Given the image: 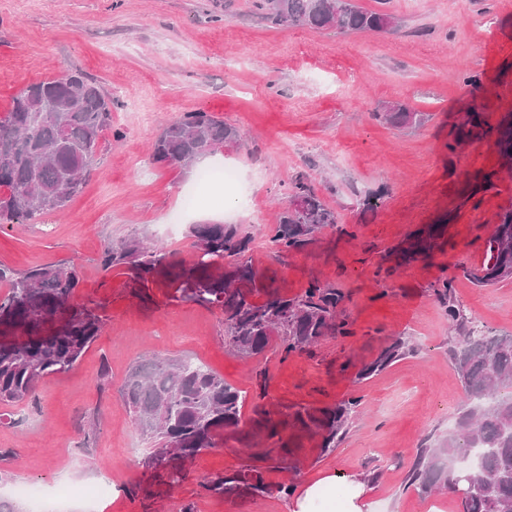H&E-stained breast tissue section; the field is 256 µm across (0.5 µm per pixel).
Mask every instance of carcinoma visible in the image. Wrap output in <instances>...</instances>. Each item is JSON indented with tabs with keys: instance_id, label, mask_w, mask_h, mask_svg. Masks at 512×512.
I'll list each match as a JSON object with an SVG mask.
<instances>
[{
	"instance_id": "obj_1",
	"label": "carcinoma",
	"mask_w": 512,
	"mask_h": 512,
	"mask_svg": "<svg viewBox=\"0 0 512 512\" xmlns=\"http://www.w3.org/2000/svg\"><path fill=\"white\" fill-rule=\"evenodd\" d=\"M259 13L276 26L300 25L338 33L381 31L393 18L355 0H257ZM386 123L405 127L420 121L403 102L376 109ZM112 130V102L86 74L72 71L26 85L0 114V224L31 220L64 210L82 193L103 132ZM473 137L492 140L501 167L512 172V124L492 126L473 109L465 114L450 151ZM237 127L209 112H188L165 126L152 144L157 162L189 166L218 149L237 148ZM354 236L301 180L289 187L288 206L268 238L274 257L284 260L317 242L327 228ZM443 230L428 225L388 250L396 264L425 260L443 248ZM195 257L185 260L133 236L106 245L104 269L125 268L140 283L166 276L184 300L217 307L224 314V343L244 358L274 347L282 359L304 352L328 335H352L340 318L345 293L318 280L288 296L267 285L248 253L253 238L235 224H193ZM468 275L481 287L512 278V209L486 241L482 263ZM81 282L77 264H38L14 271L0 264V405L13 406L34 394L39 381L72 369L100 336L103 319L95 308L72 302ZM456 333L451 359L463 386L461 406L448 437L435 448L417 449L406 486L420 493L447 489L458 495L459 512H512V334L474 325L448 280L433 288ZM414 352L397 336L357 372L368 379ZM122 395L139 429L154 443L144 465L156 475L180 479L184 464L242 435L251 463L207 477L202 487L227 497L271 492L257 462L273 453L294 455L306 438L322 450L337 447L356 415L360 399L334 406H299L285 419L257 405L246 419L247 392L192 360L143 359L126 378ZM290 429L283 437L284 429Z\"/></svg>"
}]
</instances>
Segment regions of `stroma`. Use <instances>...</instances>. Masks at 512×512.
I'll list each match as a JSON object with an SVG mask.
<instances>
[{
  "instance_id": "stroma-1",
  "label": "stroma",
  "mask_w": 512,
  "mask_h": 512,
  "mask_svg": "<svg viewBox=\"0 0 512 512\" xmlns=\"http://www.w3.org/2000/svg\"><path fill=\"white\" fill-rule=\"evenodd\" d=\"M391 14L387 31L342 34L272 25L254 0H0V113L29 83L81 71L112 102L83 192L60 213L0 226V264L76 263V302L95 307L102 335L68 372L45 378L0 423V498L24 484L52 498L59 484L86 487L111 475L115 487L99 512H286L278 492L250 499L205 491L204 478L247 464L234 439L185 465L177 484L143 462L153 445L135 426L119 393L130 368L159 356L203 363L249 394L248 406L274 414L356 397L359 416L337 448L304 441L294 457L262 466L266 482L302 485L324 473L358 475L372 488V512H457L454 494L405 489L418 449L452 429L464 391L449 359L453 339L432 287L446 279L475 323L512 333V280L475 285L499 215L512 208V175L485 140L448 152L465 112L494 124L512 109V0H357ZM479 75V90L465 79ZM408 103L420 123L395 128L374 112ZM205 110L238 127L241 147L184 167L153 162L160 131ZM236 167L257 199L246 209L205 201L176 235L163 232L198 169ZM498 171L489 190L468 197L469 178ZM302 180L332 208L349 234L327 229L316 244L280 261L265 244ZM447 219L448 244L433 259L381 271V256L414 229ZM235 224L253 237L259 274L288 294L311 280L341 288L349 337L328 336L312 352L281 359L274 351L242 359L224 343L217 308L176 298L166 279L146 283L150 303L132 294L131 272L103 269L105 245L137 235L192 259L189 227ZM414 345L367 380L357 371L391 337ZM110 384L98 390L101 364ZM266 367V396L253 370ZM138 495H131V488ZM19 499V498H16ZM25 512L34 505L19 499Z\"/></svg>"
}]
</instances>
